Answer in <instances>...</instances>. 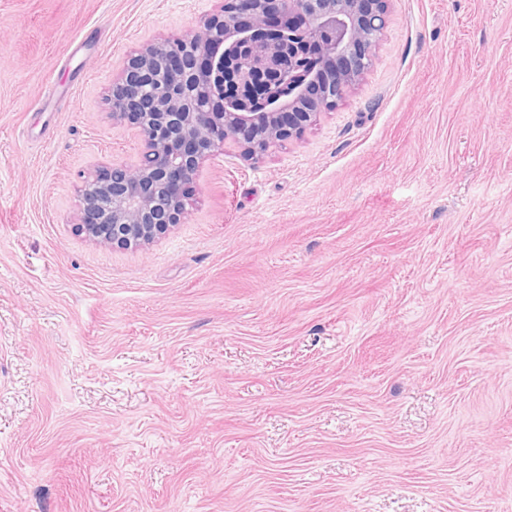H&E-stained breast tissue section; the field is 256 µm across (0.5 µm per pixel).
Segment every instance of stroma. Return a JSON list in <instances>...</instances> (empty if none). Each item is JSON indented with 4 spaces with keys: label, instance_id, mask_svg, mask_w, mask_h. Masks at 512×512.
I'll return each mask as SVG.
<instances>
[{
    "label": "stroma",
    "instance_id": "obj_1",
    "mask_svg": "<svg viewBox=\"0 0 512 512\" xmlns=\"http://www.w3.org/2000/svg\"><path fill=\"white\" fill-rule=\"evenodd\" d=\"M220 6L0 0V512H512V0H392L300 139L75 236L113 81Z\"/></svg>",
    "mask_w": 512,
    "mask_h": 512
}]
</instances>
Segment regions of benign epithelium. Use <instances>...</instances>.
Returning <instances> with one entry per match:
<instances>
[{"label": "benign epithelium", "instance_id": "7a95c632", "mask_svg": "<svg viewBox=\"0 0 512 512\" xmlns=\"http://www.w3.org/2000/svg\"><path fill=\"white\" fill-rule=\"evenodd\" d=\"M391 0H224L183 38L144 45L113 82L112 119L138 129L133 163L84 180L73 230L120 250L181 223L200 163L228 143L258 161L359 85Z\"/></svg>", "mask_w": 512, "mask_h": 512}]
</instances>
